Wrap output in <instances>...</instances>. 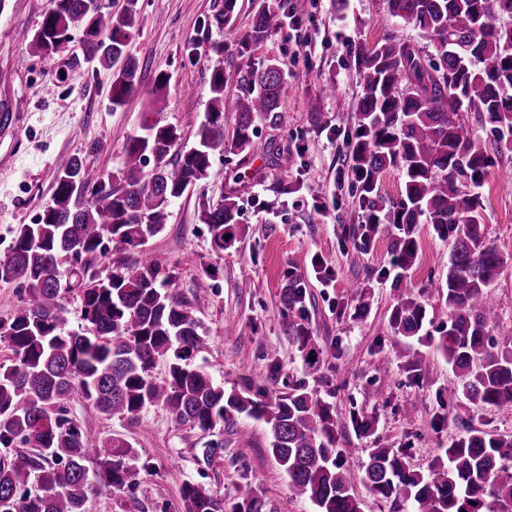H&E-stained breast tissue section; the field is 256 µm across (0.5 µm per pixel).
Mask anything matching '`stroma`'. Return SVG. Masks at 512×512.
Wrapping results in <instances>:
<instances>
[{
	"instance_id": "1",
	"label": "stroma",
	"mask_w": 512,
	"mask_h": 512,
	"mask_svg": "<svg viewBox=\"0 0 512 512\" xmlns=\"http://www.w3.org/2000/svg\"><path fill=\"white\" fill-rule=\"evenodd\" d=\"M263 0H239L232 27L210 23L222 0H138L139 26L132 51L139 60L135 91L121 107L110 96L112 72L88 61L81 31L48 59L27 54L25 34L36 31L50 0H0V259L18 227L35 223L52 202L64 164L83 160L117 179L127 142L141 134L147 114L178 129L190 148L205 119L213 70L224 72V93L251 91L250 71L277 60L286 84L277 114H255L256 134L247 153L214 158L205 180L169 208L164 230L145 248L158 260L207 331L195 359L225 389L276 394L307 386L333 404L337 445L362 512H414L412 503L386 500L362 482L372 440L354 433L350 415L372 416L378 434L425 471L449 443L474 427L512 436V415L465 400L460 383L434 345L421 346L417 371L406 370V347L393 335L390 309L396 301L389 241L362 246L363 214L354 197V177L345 142L355 127L362 78L354 61L358 46L371 47L389 33L417 40V30L390 16L384 0H288L281 31L240 56L236 44ZM224 46L223 55L212 52ZM25 65H18V57ZM168 78L162 112L152 113L157 75ZM324 124H316L315 113ZM287 156L284 166L268 151ZM496 167L512 165V152L496 155ZM489 172L478 190L484 231L510 260L496 278L497 340H512V182ZM253 180L240 200L242 235L213 251L200 220L204 204L221 200L239 174ZM287 186L278 195L271 184ZM418 257L409 276L434 321L446 317L437 285L448 272L450 246L430 225L417 228ZM302 258V270L292 261ZM301 272L307 294L303 314L288 312L282 289ZM366 288L370 309L356 316L354 285ZM302 321L322 352V377L310 378L289 326ZM278 362L270 372V362ZM73 418L92 438L119 435L139 453L132 481L120 492L95 487L88 512H183L184 484L205 485L233 502L249 488L263 490L272 512H314L291 491L287 476L268 451L263 422L237 418L202 434L177 424L168 409H144L138 422L110 419L82 398L70 404Z\"/></svg>"
}]
</instances>
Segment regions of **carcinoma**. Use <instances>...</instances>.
Instances as JSON below:
<instances>
[{
  "mask_svg": "<svg viewBox=\"0 0 512 512\" xmlns=\"http://www.w3.org/2000/svg\"><path fill=\"white\" fill-rule=\"evenodd\" d=\"M288 0H265L249 31L238 42L241 56L281 28ZM91 0H51L41 26L29 38L30 51L43 58L82 29L89 60L113 69L112 105L134 91L139 61L131 51L138 29L137 0L118 14L90 7ZM391 16L419 31L425 42L389 35L373 47L359 46L354 60L363 89L357 125L348 142L355 196L363 213L360 239L390 240L391 262L401 270L389 326L406 344L407 366L417 369V346L431 340L427 309L404 273L418 255L417 225H432L452 238L442 297L450 319L439 329L437 348L462 376L467 400L512 413V341L493 343L497 311L490 288L505 263L485 235L471 188L489 167L486 148L476 141L465 113L476 112L494 136L495 150L512 148V25L490 22L512 16V0H386ZM238 0H224L212 16L219 28L234 23ZM285 74L276 62L251 74L257 92L224 97V71L213 70L211 97L195 145L167 157L179 145L173 126L148 121L143 134L125 146L119 185L80 159L57 174L52 205L34 225L17 228L10 254L0 260V282L26 293L10 322L0 323L11 364H0V512H87L90 476L117 492L136 472L139 455L124 438L91 439L70 416L69 403L82 396L109 419L138 421L144 409L166 406L182 425L209 434L245 415L266 424L270 450L291 489L307 497L315 512H360L345 463L336 451L335 407L304 386L286 395L224 392L192 363L204 341L193 310L159 280L157 260L142 249L165 228L170 203L208 176L214 156L226 149L250 151L253 115L279 109ZM237 114L226 143L224 113ZM157 160L149 177L145 160ZM403 174L399 196L382 193L385 173ZM252 190L251 177L235 179L222 202L200 219L214 250L230 248L239 229L238 200ZM90 193L84 206L79 196ZM111 254L101 273L93 259ZM75 291L85 330L68 329L62 293ZM305 283L296 275L282 297L292 309L303 303ZM308 374L317 378L320 351L308 330L293 326ZM163 361L167 377H153ZM352 429L375 436L362 481L384 499L410 500L417 512H512V439L469 428L427 473L414 470L400 448L376 435L375 420L353 415ZM21 446L33 454L9 458ZM185 512H268L261 490L226 504L205 487L186 483L180 491Z\"/></svg>",
  "mask_w": 512,
  "mask_h": 512,
  "instance_id": "1",
  "label": "carcinoma"
}]
</instances>
